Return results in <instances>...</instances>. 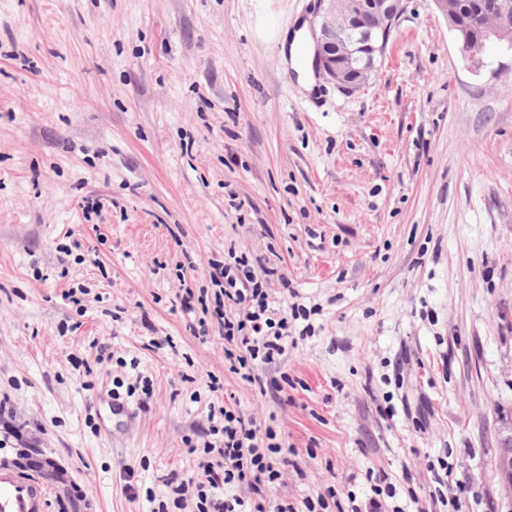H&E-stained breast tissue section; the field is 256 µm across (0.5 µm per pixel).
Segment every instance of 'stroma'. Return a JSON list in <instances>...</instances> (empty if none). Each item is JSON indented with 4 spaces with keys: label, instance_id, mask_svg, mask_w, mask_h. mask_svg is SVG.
Here are the masks:
<instances>
[{
    "label": "stroma",
    "instance_id": "35a3bbf8",
    "mask_svg": "<svg viewBox=\"0 0 512 512\" xmlns=\"http://www.w3.org/2000/svg\"><path fill=\"white\" fill-rule=\"evenodd\" d=\"M319 0H0V459L65 461L94 512H196L209 406L273 426L276 497L512 512V50L402 0L345 91L280 37ZM318 107L307 108L308 99ZM284 268L293 345L260 392L186 324L229 251ZM195 270L179 263L184 255ZM111 361L98 363L101 348ZM153 392L144 395V384ZM134 409L126 422L102 390Z\"/></svg>",
    "mask_w": 512,
    "mask_h": 512
}]
</instances>
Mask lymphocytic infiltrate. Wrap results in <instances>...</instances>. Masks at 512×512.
<instances>
[{"label":"lymphocytic infiltrate","mask_w":512,"mask_h":512,"mask_svg":"<svg viewBox=\"0 0 512 512\" xmlns=\"http://www.w3.org/2000/svg\"><path fill=\"white\" fill-rule=\"evenodd\" d=\"M209 275L223 285L224 307L216 317L228 344L224 351L228 369L242 380L261 384L256 365L276 363L285 355L290 336L288 310L272 306L264 284L285 281L286 276L244 257L211 263ZM217 413L207 429L209 439L203 444L204 458L196 476L184 480L172 473L167 484L181 495L195 492L200 512H296L287 501L268 497L288 476L281 465L287 450L272 428H261L231 404L219 407Z\"/></svg>","instance_id":"lymphocytic-infiltrate-1"}]
</instances>
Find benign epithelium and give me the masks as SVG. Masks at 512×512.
Here are the masks:
<instances>
[{
	"mask_svg": "<svg viewBox=\"0 0 512 512\" xmlns=\"http://www.w3.org/2000/svg\"><path fill=\"white\" fill-rule=\"evenodd\" d=\"M448 18L461 52L474 55L494 38L512 43V0H435ZM401 0H320L314 27L313 67L344 88H355L373 71L398 20ZM505 487L512 493V436L498 458Z\"/></svg>",
	"mask_w": 512,
	"mask_h": 512,
	"instance_id": "1",
	"label": "benign epithelium"
}]
</instances>
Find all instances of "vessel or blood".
<instances>
[{"label":"vessel or blood","instance_id":"1","mask_svg":"<svg viewBox=\"0 0 512 512\" xmlns=\"http://www.w3.org/2000/svg\"><path fill=\"white\" fill-rule=\"evenodd\" d=\"M67 468L46 458L30 469L0 461V512H51L52 496L68 498L71 512H93L88 497H74Z\"/></svg>","mask_w":512,"mask_h":512}]
</instances>
